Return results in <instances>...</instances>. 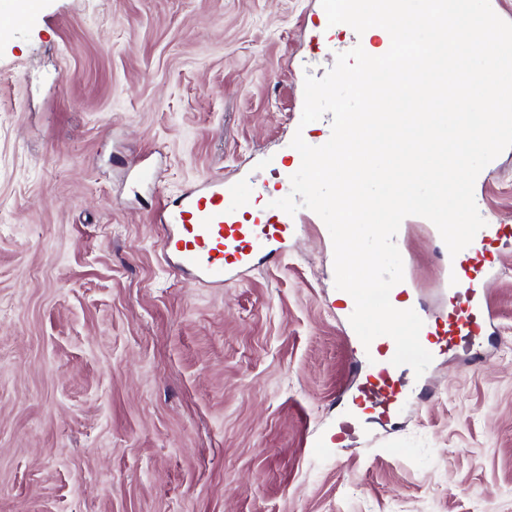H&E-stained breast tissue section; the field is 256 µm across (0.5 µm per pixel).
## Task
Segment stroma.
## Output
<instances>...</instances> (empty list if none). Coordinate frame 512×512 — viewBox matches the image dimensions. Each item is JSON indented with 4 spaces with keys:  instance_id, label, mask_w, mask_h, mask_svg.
<instances>
[{
    "instance_id": "1",
    "label": "stroma",
    "mask_w": 512,
    "mask_h": 512,
    "mask_svg": "<svg viewBox=\"0 0 512 512\" xmlns=\"http://www.w3.org/2000/svg\"><path fill=\"white\" fill-rule=\"evenodd\" d=\"M0 19V512H512V251L497 340L434 358L430 405L316 449L356 377L331 238L209 288L162 263L160 197L286 170L306 75L361 43L320 0H37ZM150 159L159 190L127 169ZM481 209L512 224V148ZM399 245L443 305L420 216ZM20 2L24 3L22 4ZM31 2L33 1L1 0V17H7L17 25H25L29 23L35 15L36 10L32 6Z\"/></svg>"
}]
</instances>
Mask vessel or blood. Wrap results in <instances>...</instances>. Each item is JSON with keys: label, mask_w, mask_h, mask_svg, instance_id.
Segmentation results:
<instances>
[{"label": "vessel or blood", "mask_w": 512, "mask_h": 512, "mask_svg": "<svg viewBox=\"0 0 512 512\" xmlns=\"http://www.w3.org/2000/svg\"><path fill=\"white\" fill-rule=\"evenodd\" d=\"M0 15L24 25L33 19L35 9L30 0H0ZM226 189L219 176L182 188L165 198L159 214V247L166 267L194 271L199 281L216 288L223 287L228 272L247 268L254 258L279 260L280 246L294 230L283 210L261 217L252 196H240L235 207H225ZM507 245H512V225L487 218L472 243L441 265L440 277L448 289L440 309H429L418 298L412 277H404L391 289L393 307L414 310L422 319L419 339L432 355L460 347L477 354L492 339L494 312L487 301L486 274ZM395 349L391 337L379 336L368 350L359 351L354 363L361 375L347 412L335 432L315 439L314 447L343 443L359 417L392 415L411 399L425 405L432 401V392L415 391L411 367L392 364Z\"/></svg>", "instance_id": "obj_1"}]
</instances>
